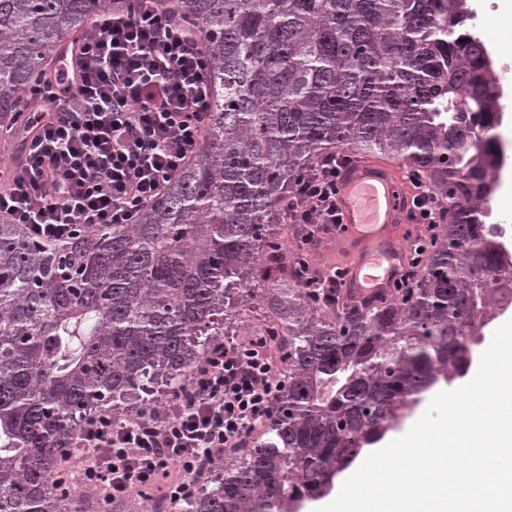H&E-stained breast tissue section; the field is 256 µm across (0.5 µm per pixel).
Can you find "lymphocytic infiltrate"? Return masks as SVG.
I'll list each match as a JSON object with an SVG mask.
<instances>
[{
	"mask_svg": "<svg viewBox=\"0 0 512 512\" xmlns=\"http://www.w3.org/2000/svg\"><path fill=\"white\" fill-rule=\"evenodd\" d=\"M81 41L74 87L51 75L25 90L26 135L0 183V217L37 241L136 223L197 152L209 123V57L188 17L132 0L125 11L99 9ZM348 162L329 152L296 179L283 212L302 244L318 247L340 224L336 178ZM271 343L259 336L214 345L163 407L88 418L74 448L82 482L115 499L175 468L170 503L191 499L216 455L241 447L272 415L283 384Z\"/></svg>",
	"mask_w": 512,
	"mask_h": 512,
	"instance_id": "obj_1",
	"label": "lymphocytic infiltrate"
}]
</instances>
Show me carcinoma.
Wrapping results in <instances>:
<instances>
[{
  "label": "carcinoma",
  "instance_id": "carcinoma-1",
  "mask_svg": "<svg viewBox=\"0 0 512 512\" xmlns=\"http://www.w3.org/2000/svg\"><path fill=\"white\" fill-rule=\"evenodd\" d=\"M102 0H0V128ZM207 45L202 145L135 224L36 243L0 224V512H90L57 495L100 404L178 380L250 297L275 324L284 388L265 430L185 512H298L439 382L466 375L512 305L489 201L500 120L467 0H176ZM401 159L448 222L419 280L369 304L311 297L279 242L282 204L333 147Z\"/></svg>",
  "mask_w": 512,
  "mask_h": 512
}]
</instances>
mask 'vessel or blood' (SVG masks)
Masks as SVG:
<instances>
[{
  "instance_id": "1",
  "label": "vessel or blood",
  "mask_w": 512,
  "mask_h": 512,
  "mask_svg": "<svg viewBox=\"0 0 512 512\" xmlns=\"http://www.w3.org/2000/svg\"><path fill=\"white\" fill-rule=\"evenodd\" d=\"M398 160L359 161L338 177L336 249L350 258L347 292L368 302L391 294L408 269L411 195L400 179Z\"/></svg>"
}]
</instances>
